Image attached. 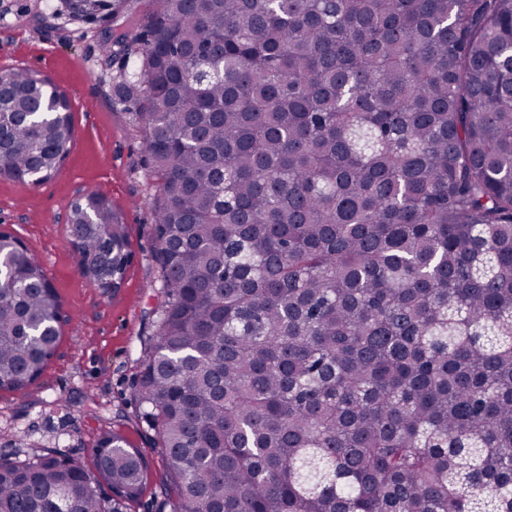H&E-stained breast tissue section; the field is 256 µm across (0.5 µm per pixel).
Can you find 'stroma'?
<instances>
[{"mask_svg": "<svg viewBox=\"0 0 512 512\" xmlns=\"http://www.w3.org/2000/svg\"><path fill=\"white\" fill-rule=\"evenodd\" d=\"M57 0H0V67L51 79L66 94L72 140L61 168L35 184L0 177V231L38 257L63 308L58 346L26 390H0V459L60 450L89 459L101 432L120 425L145 447L132 385L162 301L153 260L155 182L143 137L118 101L105 64L102 27L54 16ZM122 213L133 260L117 290L80 275L68 216L87 191Z\"/></svg>", "mask_w": 512, "mask_h": 512, "instance_id": "stroma-1", "label": "stroma"}]
</instances>
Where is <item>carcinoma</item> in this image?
I'll use <instances>...</instances> for the list:
<instances>
[{
    "mask_svg": "<svg viewBox=\"0 0 512 512\" xmlns=\"http://www.w3.org/2000/svg\"><path fill=\"white\" fill-rule=\"evenodd\" d=\"M58 0L102 49L156 179L164 300L135 385L175 497L152 512H512V0ZM0 93V176L55 173L54 84ZM78 268L119 287L92 192ZM0 232V390L41 374L60 303ZM0 461V512H127L149 460Z\"/></svg>",
    "mask_w": 512,
    "mask_h": 512,
    "instance_id": "1",
    "label": "carcinoma"
}]
</instances>
